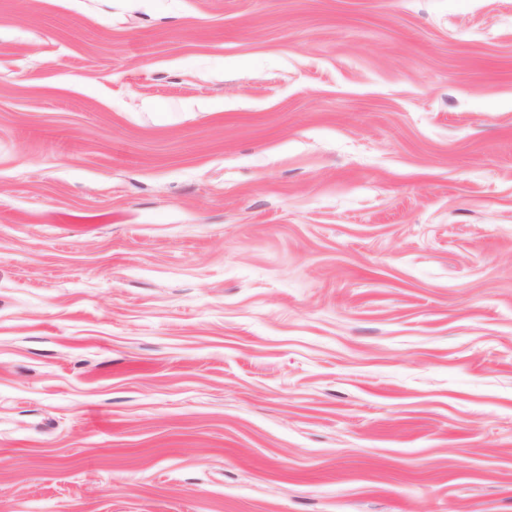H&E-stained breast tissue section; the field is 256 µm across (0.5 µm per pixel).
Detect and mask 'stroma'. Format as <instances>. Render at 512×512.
Here are the masks:
<instances>
[{"label":"stroma","instance_id":"35a3bbf8","mask_svg":"<svg viewBox=\"0 0 512 512\" xmlns=\"http://www.w3.org/2000/svg\"><path fill=\"white\" fill-rule=\"evenodd\" d=\"M0 512H512V0H0Z\"/></svg>","mask_w":512,"mask_h":512}]
</instances>
